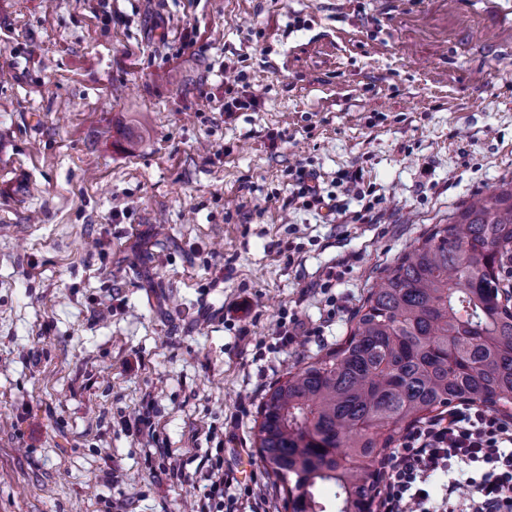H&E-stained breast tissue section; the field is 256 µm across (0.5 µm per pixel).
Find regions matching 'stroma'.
Returning a JSON list of instances; mask_svg holds the SVG:
<instances>
[{"instance_id": "obj_1", "label": "stroma", "mask_w": 512, "mask_h": 512, "mask_svg": "<svg viewBox=\"0 0 512 512\" xmlns=\"http://www.w3.org/2000/svg\"><path fill=\"white\" fill-rule=\"evenodd\" d=\"M0 169V512H285L265 391L512 179V0H0ZM289 172L288 175L292 176V183H288V185L292 186L291 195L293 199L302 200V204L306 206L320 201V197L317 196L316 186L308 184L309 181H312L309 177V173L302 168ZM214 474L216 478L212 481L208 494L202 500L199 510H191L192 512H223L224 511V471ZM208 500V502H206ZM216 509V510H214Z\"/></svg>"}]
</instances>
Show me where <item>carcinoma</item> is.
I'll use <instances>...</instances> for the list:
<instances>
[{"mask_svg":"<svg viewBox=\"0 0 512 512\" xmlns=\"http://www.w3.org/2000/svg\"><path fill=\"white\" fill-rule=\"evenodd\" d=\"M512 180L458 206L383 269L348 336L265 392L257 455L291 512H372L401 430L451 404L512 406Z\"/></svg>","mask_w":512,"mask_h":512,"instance_id":"1","label":"carcinoma"}]
</instances>
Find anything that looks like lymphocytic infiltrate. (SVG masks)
<instances>
[{"mask_svg": "<svg viewBox=\"0 0 512 512\" xmlns=\"http://www.w3.org/2000/svg\"><path fill=\"white\" fill-rule=\"evenodd\" d=\"M384 512H512V423L473 404L406 433L383 462Z\"/></svg>", "mask_w": 512, "mask_h": 512, "instance_id": "1", "label": "lymphocytic infiltrate"}]
</instances>
